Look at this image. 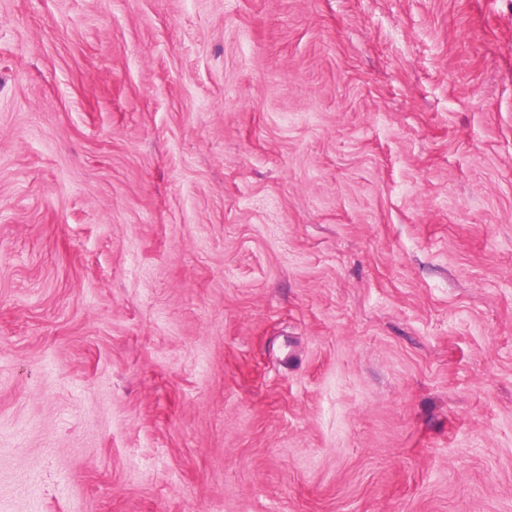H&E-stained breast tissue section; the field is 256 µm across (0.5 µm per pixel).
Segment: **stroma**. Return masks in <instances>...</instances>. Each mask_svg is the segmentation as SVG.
<instances>
[{"mask_svg": "<svg viewBox=\"0 0 512 512\" xmlns=\"http://www.w3.org/2000/svg\"><path fill=\"white\" fill-rule=\"evenodd\" d=\"M0 512H512V0H0Z\"/></svg>", "mask_w": 512, "mask_h": 512, "instance_id": "35a3bbf8", "label": "stroma"}]
</instances>
